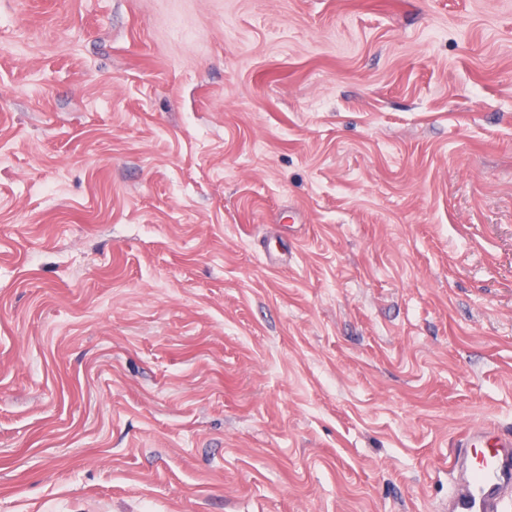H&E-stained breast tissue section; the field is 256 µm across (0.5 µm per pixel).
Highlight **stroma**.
Segmentation results:
<instances>
[{"instance_id": "35a3bbf8", "label": "stroma", "mask_w": 512, "mask_h": 512, "mask_svg": "<svg viewBox=\"0 0 512 512\" xmlns=\"http://www.w3.org/2000/svg\"><path fill=\"white\" fill-rule=\"evenodd\" d=\"M512 428V0H0V512H439Z\"/></svg>"}]
</instances>
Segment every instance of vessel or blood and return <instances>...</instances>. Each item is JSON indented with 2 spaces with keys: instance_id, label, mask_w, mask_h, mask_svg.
<instances>
[{
  "instance_id": "b4317fda",
  "label": "vessel or blood",
  "mask_w": 512,
  "mask_h": 512,
  "mask_svg": "<svg viewBox=\"0 0 512 512\" xmlns=\"http://www.w3.org/2000/svg\"><path fill=\"white\" fill-rule=\"evenodd\" d=\"M449 470L448 512H512V432L464 428Z\"/></svg>"
}]
</instances>
